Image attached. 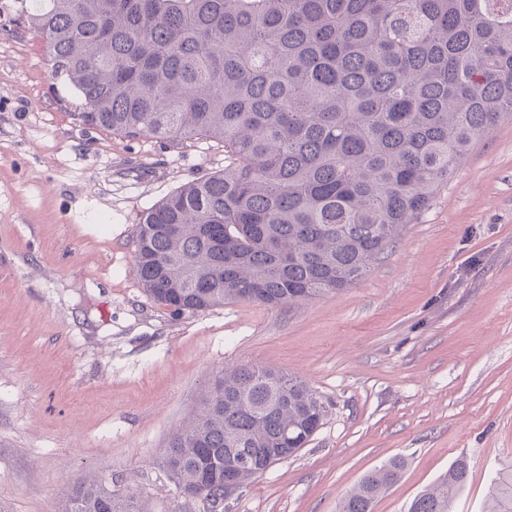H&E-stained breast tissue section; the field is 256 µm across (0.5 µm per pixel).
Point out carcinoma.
Returning <instances> with one entry per match:
<instances>
[{
	"label": "carcinoma",
	"instance_id": "carcinoma-1",
	"mask_svg": "<svg viewBox=\"0 0 512 512\" xmlns=\"http://www.w3.org/2000/svg\"><path fill=\"white\" fill-rule=\"evenodd\" d=\"M47 43L80 123L125 137L224 143V169L145 211L133 273L173 312L295 304L356 283L424 212L472 144L512 115V0H13ZM326 407L304 381L239 364L217 374L161 465L185 501L224 512V466L296 455ZM394 457L339 502L373 512ZM456 459L407 512H450ZM489 512H512V469ZM61 512H149L99 475Z\"/></svg>",
	"mask_w": 512,
	"mask_h": 512
}]
</instances>
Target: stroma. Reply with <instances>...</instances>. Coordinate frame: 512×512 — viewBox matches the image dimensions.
<instances>
[{
    "instance_id": "1",
    "label": "stroma",
    "mask_w": 512,
    "mask_h": 512,
    "mask_svg": "<svg viewBox=\"0 0 512 512\" xmlns=\"http://www.w3.org/2000/svg\"><path fill=\"white\" fill-rule=\"evenodd\" d=\"M78 109L46 43L0 26V512H58L85 474L151 512H207L160 461L214 376L243 363L307 381L328 414L224 512H337L395 456L406 468L373 512H407L462 456L451 512H486L512 465V117L351 288L176 314L133 274L139 220L222 170L224 145L117 136Z\"/></svg>"
}]
</instances>
